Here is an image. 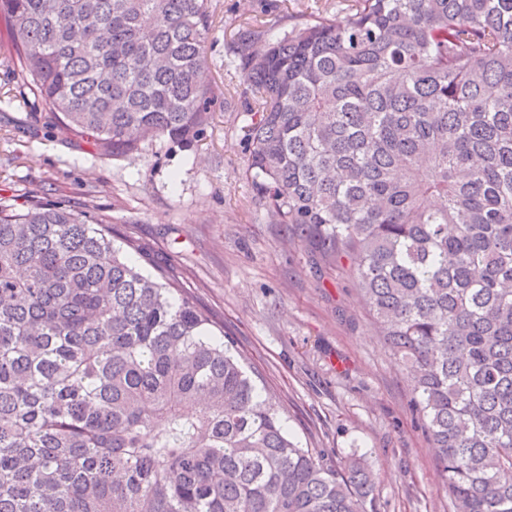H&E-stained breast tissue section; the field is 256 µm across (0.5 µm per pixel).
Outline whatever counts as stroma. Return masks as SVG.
<instances>
[{
    "label": "stroma",
    "mask_w": 512,
    "mask_h": 512,
    "mask_svg": "<svg viewBox=\"0 0 512 512\" xmlns=\"http://www.w3.org/2000/svg\"><path fill=\"white\" fill-rule=\"evenodd\" d=\"M212 4L211 75L237 94L243 77L225 61L240 25L257 17L278 36L291 15L337 17L344 0ZM242 124L241 113L219 107L193 150L158 141L131 158L68 142L22 88L0 26V201L37 197L109 221L131 239V263L163 267L223 326L302 446L372 464L376 512H455L411 411V378L377 332L351 261L319 253L254 205Z\"/></svg>",
    "instance_id": "1"
}]
</instances>
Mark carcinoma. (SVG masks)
<instances>
[{"instance_id": "carcinoma-1", "label": "carcinoma", "mask_w": 512, "mask_h": 512, "mask_svg": "<svg viewBox=\"0 0 512 512\" xmlns=\"http://www.w3.org/2000/svg\"><path fill=\"white\" fill-rule=\"evenodd\" d=\"M23 87L112 152L244 113L256 206L354 262L456 512H512V0H347L228 47L209 0H0ZM360 460L289 432L224 329L112 224L0 204V512H367Z\"/></svg>"}]
</instances>
